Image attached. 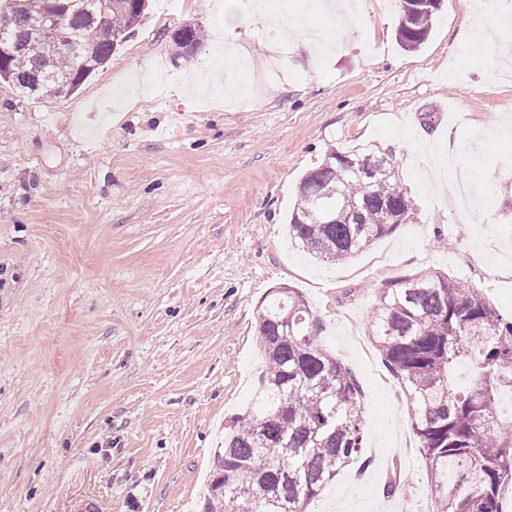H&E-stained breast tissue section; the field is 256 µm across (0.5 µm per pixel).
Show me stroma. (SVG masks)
<instances>
[{
  "label": "stroma",
  "mask_w": 512,
  "mask_h": 512,
  "mask_svg": "<svg viewBox=\"0 0 512 512\" xmlns=\"http://www.w3.org/2000/svg\"><path fill=\"white\" fill-rule=\"evenodd\" d=\"M149 0L69 95L0 81V512H200L224 433L254 401L266 296L298 289L362 390V458L310 512H432L412 406L371 334L375 296L440 272L512 317V45L478 0H443L428 40L401 0H361L332 53L282 47L239 0ZM200 29L190 57L171 40ZM485 29L484 49L462 41ZM392 155L415 202L345 262L287 240L304 174L334 149ZM483 168L481 219L457 178ZM438 1V5L425 3ZM442 0H402V16L396 38L407 51H414L427 39Z\"/></svg>",
  "instance_id": "obj_1"
}]
</instances>
